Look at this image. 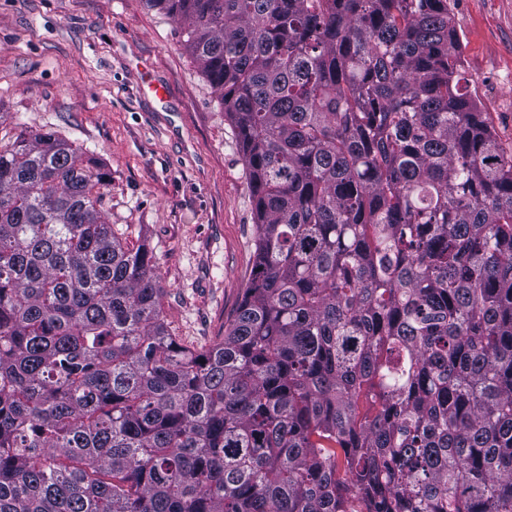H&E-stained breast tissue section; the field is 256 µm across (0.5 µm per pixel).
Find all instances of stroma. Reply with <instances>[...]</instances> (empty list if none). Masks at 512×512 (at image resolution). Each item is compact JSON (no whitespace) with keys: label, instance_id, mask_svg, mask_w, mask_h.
I'll use <instances>...</instances> for the list:
<instances>
[{"label":"stroma","instance_id":"1","mask_svg":"<svg viewBox=\"0 0 512 512\" xmlns=\"http://www.w3.org/2000/svg\"><path fill=\"white\" fill-rule=\"evenodd\" d=\"M453 13L471 95L512 152V0ZM184 38L146 0H0V140L51 130L102 163L109 224L152 250L164 319L199 347L234 319L255 226L234 130Z\"/></svg>","mask_w":512,"mask_h":512}]
</instances>
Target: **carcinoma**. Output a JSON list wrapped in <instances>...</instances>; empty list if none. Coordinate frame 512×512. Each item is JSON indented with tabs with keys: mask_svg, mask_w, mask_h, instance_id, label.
Returning <instances> with one entry per match:
<instances>
[{
	"mask_svg": "<svg viewBox=\"0 0 512 512\" xmlns=\"http://www.w3.org/2000/svg\"><path fill=\"white\" fill-rule=\"evenodd\" d=\"M252 189L209 347L55 132L0 144V512H512V154L451 0H148Z\"/></svg>",
	"mask_w": 512,
	"mask_h": 512,
	"instance_id": "carcinoma-1",
	"label": "carcinoma"
}]
</instances>
